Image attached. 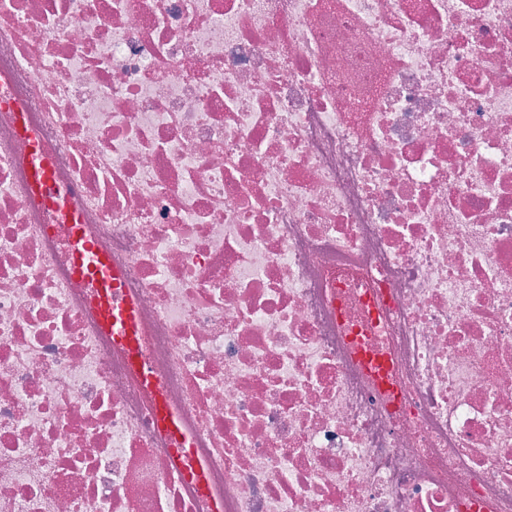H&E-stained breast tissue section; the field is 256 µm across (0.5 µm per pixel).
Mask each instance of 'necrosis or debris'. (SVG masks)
Here are the masks:
<instances>
[{
  "mask_svg": "<svg viewBox=\"0 0 512 512\" xmlns=\"http://www.w3.org/2000/svg\"><path fill=\"white\" fill-rule=\"evenodd\" d=\"M0 512H512V0H0ZM29 168L32 185L36 186L52 205L64 207L68 202L67 193L54 184L49 168L36 143L29 159ZM66 226L73 278L96 288L101 326L113 339L127 347L133 364L139 363L136 351L137 314L134 306L119 295V288H123L120 273L111 267L101 247L84 235L82 224H76L74 220ZM157 420L172 436L171 452L185 461L183 472L190 480L201 482L202 474L190 463V448L188 439L182 434L179 417L172 413L163 403L158 406Z\"/></svg>",
  "mask_w": 512,
  "mask_h": 512,
  "instance_id": "1",
  "label": "necrosis or debris"
}]
</instances>
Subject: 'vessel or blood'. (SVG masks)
<instances>
[{
    "mask_svg": "<svg viewBox=\"0 0 512 512\" xmlns=\"http://www.w3.org/2000/svg\"><path fill=\"white\" fill-rule=\"evenodd\" d=\"M31 183L54 206L62 207L68 202L64 190L52 180L40 150H33L29 159ZM69 237V263L75 280L91 284L97 294V311L102 327L116 341L124 344L128 351H135L138 320L134 306L119 295L122 286L120 274L111 267L101 247L90 241L82 225L71 223L67 226ZM157 420L172 436V452L184 459V473L192 480L202 477L199 469L189 464V441L181 431L179 417L166 406H159Z\"/></svg>",
    "mask_w": 512,
    "mask_h": 512,
    "instance_id": "vessel-or-blood-1",
    "label": "vessel or blood"
}]
</instances>
